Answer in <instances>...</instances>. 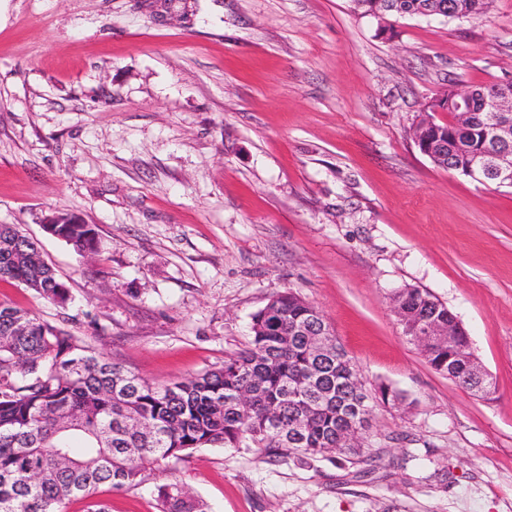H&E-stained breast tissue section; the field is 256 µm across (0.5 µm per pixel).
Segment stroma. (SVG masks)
<instances>
[{
    "instance_id": "obj_1",
    "label": "stroma",
    "mask_w": 512,
    "mask_h": 512,
    "mask_svg": "<svg viewBox=\"0 0 512 512\" xmlns=\"http://www.w3.org/2000/svg\"><path fill=\"white\" fill-rule=\"evenodd\" d=\"M510 80L512 0L385 23L351 0H0V224L71 297L0 281V302L162 386L220 368L289 289L367 389L404 396L372 411L374 470L208 446L100 487L108 512H160L168 483L209 512H512V187L413 141L449 86ZM58 212L99 256L44 232ZM405 287L457 316L493 395L430 367L392 309ZM439 14L450 20H481L487 13L488 0H435ZM66 229V239L68 245L79 253H96L99 248L97 232L90 224H81L76 216L68 224L62 225Z\"/></svg>"
}]
</instances>
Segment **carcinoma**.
Returning a JSON list of instances; mask_svg holds the SVG:
<instances>
[{
  "mask_svg": "<svg viewBox=\"0 0 512 512\" xmlns=\"http://www.w3.org/2000/svg\"><path fill=\"white\" fill-rule=\"evenodd\" d=\"M440 16L480 20L489 0H435ZM363 17L419 18L428 0H352ZM453 88L426 103L448 113L433 122L421 146L433 164L464 178L491 137L488 113L461 120L449 107ZM65 242L79 253H95L99 242L90 224H65ZM35 245L13 224H0V279L22 283L58 306L68 289L46 262H33ZM398 321L413 328L426 317L448 316L445 305L418 288L395 291ZM311 305L296 293H278L252 317L249 346L224 359V366L196 377L155 386L112 362L64 328L0 303V512H62L71 498L89 501L88 512H105L94 500L99 487H137L144 472L198 448L254 447L269 458L293 456L303 463L329 449L350 463L371 465L381 457L367 448H336L374 404L394 405L401 395L380 385L366 394L348 355L336 360L313 355L306 335L315 332ZM433 369L449 371L474 395L487 397L463 369L448 370L450 347L424 345ZM315 371L312 394L322 405L303 426L305 394L295 388ZM251 393L248 406L229 404L236 392ZM277 426L267 427L271 409ZM161 512H207L201 500L178 484L156 487Z\"/></svg>",
  "mask_w": 512,
  "mask_h": 512,
  "instance_id": "1",
  "label": "carcinoma"
}]
</instances>
